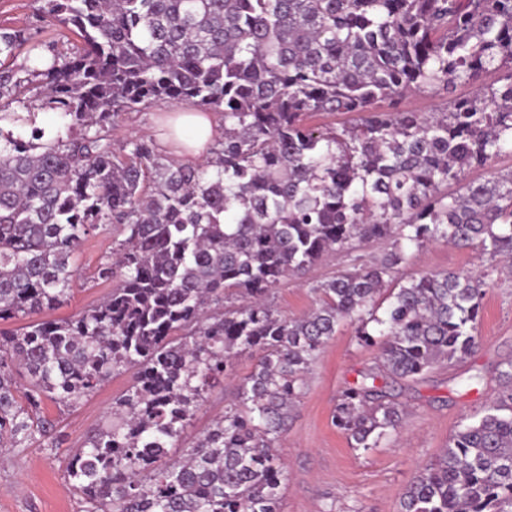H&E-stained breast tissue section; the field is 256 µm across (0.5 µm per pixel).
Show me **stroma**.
<instances>
[{"label":"stroma","instance_id":"1","mask_svg":"<svg viewBox=\"0 0 512 512\" xmlns=\"http://www.w3.org/2000/svg\"><path fill=\"white\" fill-rule=\"evenodd\" d=\"M163 114L157 106L121 113L112 132L115 150H122L129 139L144 138L153 141L170 161H177L175 150L160 137ZM112 242V235L103 232L82 241L77 256L79 276L55 317L75 315L98 304L110 291V284L95 281L93 273L109 256ZM349 262V257L333 254L305 278L282 283L271 297L274 310L298 317L315 308L318 297L313 285ZM482 264L475 250L436 241L415 251L405 272L477 270ZM356 329L350 321L338 323L276 443L286 472L281 512H399L401 496L418 467L433 460L460 425L480 414L500 391L499 372L512 359V267L501 269L488 285L478 346L471 356L437 366L416 381L395 383L380 378V385L405 407L406 414L397 432L366 451L352 448L332 422L342 392L377 365L378 345L362 344ZM256 363V355L250 353L236 358L233 372L207 393L179 445L170 448L169 460H177L183 445L223 415ZM130 378L127 372L112 376L74 406L44 400V414L57 422L59 444L46 448L35 443L20 453L7 445L0 447V512H83L85 505L67 479L66 463L87 432L107 420L113 399L125 391Z\"/></svg>","mask_w":512,"mask_h":512}]
</instances>
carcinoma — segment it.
Returning a JSON list of instances; mask_svg holds the SVG:
<instances>
[{
  "label": "carcinoma",
  "mask_w": 512,
  "mask_h": 512,
  "mask_svg": "<svg viewBox=\"0 0 512 512\" xmlns=\"http://www.w3.org/2000/svg\"><path fill=\"white\" fill-rule=\"evenodd\" d=\"M42 18L83 40L73 56L0 30V441L54 444L43 399L73 406L120 370L132 382L111 423L66 465L84 512H280L274 444L342 319L380 348L377 370L332 416L351 447L376 448L403 409L377 372L414 381L477 344L493 261L512 258V170L466 182L512 153V0H43ZM52 57L11 66L24 47ZM504 70L502 84L480 83ZM471 93L434 115L399 110L409 91ZM59 119L42 141L29 93ZM152 104L224 113L214 157L175 165L142 138L119 156L121 113ZM351 112L339 128L306 122ZM459 185L448 194L442 189ZM112 229L113 283L58 319L84 238ZM396 238L382 260L313 287L300 318L266 302L329 253ZM444 240L492 261L399 277L406 247ZM389 288L388 307L378 298ZM243 352L258 354L233 406L166 461ZM29 388L19 400L14 366ZM477 421L424 464L400 512H512V359Z\"/></svg>",
  "instance_id": "carcinoma-1"
}]
</instances>
